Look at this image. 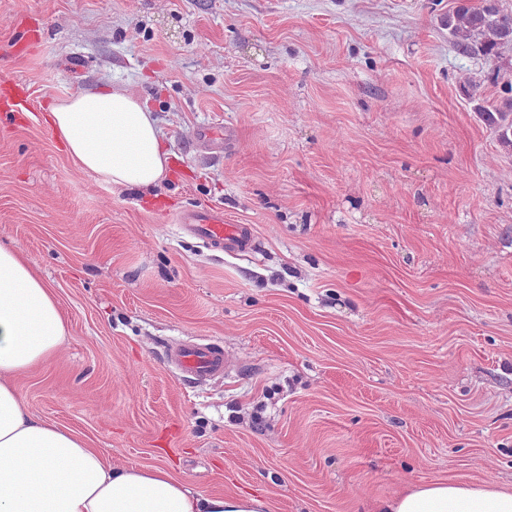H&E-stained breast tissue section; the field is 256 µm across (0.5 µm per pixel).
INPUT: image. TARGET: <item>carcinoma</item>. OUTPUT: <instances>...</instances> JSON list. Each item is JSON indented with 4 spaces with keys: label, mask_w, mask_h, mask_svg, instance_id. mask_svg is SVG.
Wrapping results in <instances>:
<instances>
[{
    "label": "carcinoma",
    "mask_w": 512,
    "mask_h": 512,
    "mask_svg": "<svg viewBox=\"0 0 512 512\" xmlns=\"http://www.w3.org/2000/svg\"><path fill=\"white\" fill-rule=\"evenodd\" d=\"M441 25L463 56L499 60L505 50L512 49V11L504 9L500 0H455ZM476 110L495 128L499 142L512 148V82L502 83L495 103L479 104Z\"/></svg>",
    "instance_id": "obj_1"
}]
</instances>
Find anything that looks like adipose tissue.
I'll return each instance as SVG.
<instances>
[{
    "mask_svg": "<svg viewBox=\"0 0 512 512\" xmlns=\"http://www.w3.org/2000/svg\"><path fill=\"white\" fill-rule=\"evenodd\" d=\"M47 120L84 170L119 186L151 189L169 153L151 112L106 89L48 108ZM66 336L53 291L0 243V512H271L251 494L192 492L163 467L115 466L73 432L35 418L16 386ZM380 512H512V490L435 480L385 500Z\"/></svg>",
    "mask_w": 512,
    "mask_h": 512,
    "instance_id": "obj_1",
    "label": "adipose tissue"
}]
</instances>
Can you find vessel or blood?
<instances>
[{
	"label": "vessel or blood",
	"mask_w": 512,
	"mask_h": 512,
	"mask_svg": "<svg viewBox=\"0 0 512 512\" xmlns=\"http://www.w3.org/2000/svg\"><path fill=\"white\" fill-rule=\"evenodd\" d=\"M32 106L28 87L0 67V112H27ZM182 231L202 241L208 248L232 255L255 249L250 225L229 224L222 210L196 207L177 216ZM166 361L189 381L200 384L223 377L232 366V358L223 345L211 339L171 345Z\"/></svg>",
	"instance_id": "obj_1"
}]
</instances>
